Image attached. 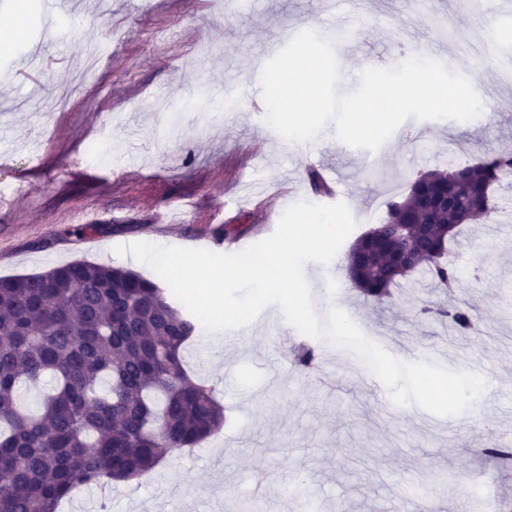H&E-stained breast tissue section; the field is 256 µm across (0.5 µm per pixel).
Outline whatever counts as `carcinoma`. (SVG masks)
<instances>
[{
	"label": "carcinoma",
	"mask_w": 512,
	"mask_h": 512,
	"mask_svg": "<svg viewBox=\"0 0 512 512\" xmlns=\"http://www.w3.org/2000/svg\"><path fill=\"white\" fill-rule=\"evenodd\" d=\"M510 174L504 150L419 175L407 195L386 202L384 221L355 239L352 283L378 304L420 273L453 288L460 275L448 243L485 216L492 188ZM432 195L459 206L435 207ZM436 314L460 335L473 331L465 302ZM196 330L156 282L121 267L74 261L0 277V512H58L79 488L142 476L220 429L215 387L191 381L184 366ZM294 363L311 371L315 349L302 348ZM47 377L53 387L37 410L23 408L21 384Z\"/></svg>",
	"instance_id": "obj_1"
}]
</instances>
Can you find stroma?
I'll use <instances>...</instances> for the list:
<instances>
[{
	"label": "stroma",
	"mask_w": 512,
	"mask_h": 512,
	"mask_svg": "<svg viewBox=\"0 0 512 512\" xmlns=\"http://www.w3.org/2000/svg\"><path fill=\"white\" fill-rule=\"evenodd\" d=\"M21 44L0 46V276L40 273L77 260L120 265L118 245L164 239L183 248L242 225L252 245L315 193L308 170L333 172L361 234L386 216L422 172L460 164L474 149H512V17L462 11L457 0H256L246 13L224 0H78L77 15L45 22L31 0ZM349 23L356 44L334 43L338 93L361 72L420 51L480 82L470 121L403 122L365 163L334 125L290 142L265 121L257 55L272 58L298 33L329 35ZM87 233H79V226ZM342 244L326 266H305L318 316L339 307L372 342L403 362L477 370L486 387L461 415L396 405L354 353L322 345L305 374L288 351L302 335L268 306L217 342L194 336L184 352L192 380L217 385L223 427L170 453L149 474L112 488L111 512H410L405 487L424 481L436 512H487L482 483L512 497V467L482 448L512 445V187L489 219L451 247L462 271L454 295L419 275L378 305L347 279ZM335 282L333 299L324 286ZM469 302L488 335H455L428 307Z\"/></svg>",
	"instance_id": "stroma-1"
}]
</instances>
